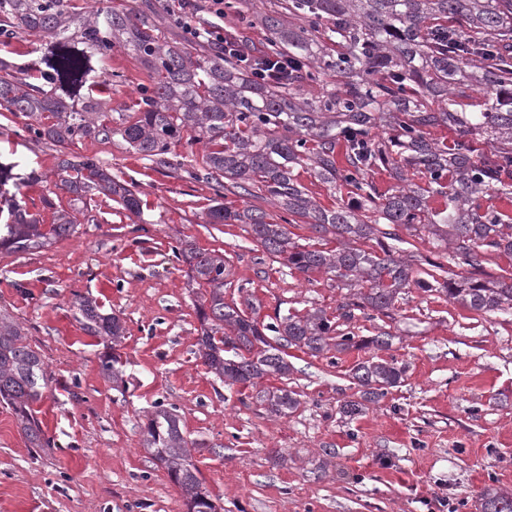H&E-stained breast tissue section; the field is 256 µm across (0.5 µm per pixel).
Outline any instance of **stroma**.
<instances>
[{
  "instance_id": "obj_1",
  "label": "stroma",
  "mask_w": 512,
  "mask_h": 512,
  "mask_svg": "<svg viewBox=\"0 0 512 512\" xmlns=\"http://www.w3.org/2000/svg\"><path fill=\"white\" fill-rule=\"evenodd\" d=\"M100 95L131 112L146 80L124 49L104 65ZM27 118L0 110V162L42 181L21 187L30 213L53 220L68 207L57 192L55 151L34 142ZM72 153L97 156L135 183L144 223L104 195L81 204L70 239L30 253L0 255V312L25 329L50 379L37 417L50 447L31 453L12 411L0 403V512H186L181 493L143 448L156 403L174 405L192 442V461L219 512H481V495L512 492V314H475L440 292L410 288L389 315L345 321L347 294L328 275L283 266L238 224H211L213 190L127 150L83 140ZM53 207H45L44 198ZM189 237L223 254L224 300L252 299L259 320L322 309L338 330L366 338L384 330L383 358L408 367L378 404L347 417L356 399L351 370L372 350L315 356L287 350L290 378L228 386L197 354L200 295L172 248ZM92 298L118 316L125 389L101 373L108 347L83 330L75 304ZM295 390L300 405L269 416L258 389Z\"/></svg>"
}]
</instances>
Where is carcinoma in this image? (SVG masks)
Masks as SVG:
<instances>
[{"label":"carcinoma","mask_w":512,"mask_h":512,"mask_svg":"<svg viewBox=\"0 0 512 512\" xmlns=\"http://www.w3.org/2000/svg\"><path fill=\"white\" fill-rule=\"evenodd\" d=\"M71 0H0V36L18 33L46 39L38 84L22 77L30 66L0 60V107L36 119L28 126L36 141L55 148L59 183L75 197L104 194L143 219L134 186L112 176L97 156L75 155L69 147L91 139L123 146L152 163L185 169L188 177L212 184L219 196L233 188L253 189L319 238L332 237L334 250L302 248L286 224L268 221L260 207L235 209L216 203L209 224H242L269 255L301 274L326 273L351 290L343 317H368L395 308L411 286L442 292L452 302L491 314L512 310V280L477 275L489 252L512 255V224L482 205L485 196L512 189V0H271L260 12L271 38L266 58L288 60L280 81L260 79L254 65L207 44L195 53L157 33L153 16L127 5H106L86 17L72 13ZM122 46L149 72L133 112L114 113L94 96L99 71L115 46ZM342 83L314 97L302 88L324 76ZM450 128L451 140L430 137L432 128ZM204 143L206 152L189 168L169 158L181 141ZM345 146V164L336 146ZM491 148L487 157L479 145ZM309 169L331 188L355 189V197L331 209L321 207L298 182L294 170ZM395 180L382 192L368 180L375 168ZM423 174L427 186L409 178ZM41 175L0 165V252L45 248L77 233L75 216L54 211L40 223L6 185L35 182ZM448 199L443 210L429 208V194ZM393 226L381 230L380 225ZM403 227L442 245V261H428L430 278L414 275V259L402 254L395 232ZM391 243H386V240ZM375 242L378 250L362 244ZM178 255L192 282L207 286L198 306V354L208 372L230 384H254L285 377L291 366L284 349L305 348L320 355L369 346L387 350V331L364 340L351 332L332 340L336 327L321 309L303 317L275 316L261 322L224 302V257L191 240L179 241ZM470 268L456 280L448 266ZM84 330L112 341L124 337L121 320L99 311L92 300L76 301ZM101 371L122 381L119 358L107 354ZM407 367L395 359L365 360L352 369L361 400L347 401L354 416L400 384ZM47 385L41 355L25 341L23 328L0 315V402L11 407L31 448H48L34 405ZM265 410L284 417L299 405L286 389L264 390ZM143 445L166 470L185 498L187 512H218L191 460L179 416L156 406L143 430ZM482 512H512V493L492 488Z\"/></svg>","instance_id":"obj_1"}]
</instances>
